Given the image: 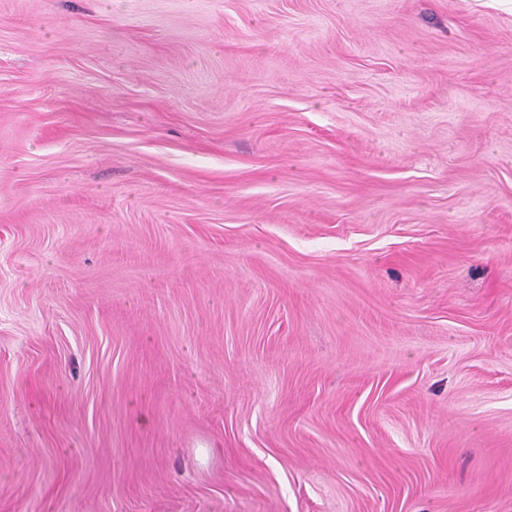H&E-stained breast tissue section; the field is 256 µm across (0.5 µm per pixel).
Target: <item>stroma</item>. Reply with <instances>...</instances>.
<instances>
[{
  "label": "stroma",
  "instance_id": "1",
  "mask_svg": "<svg viewBox=\"0 0 512 512\" xmlns=\"http://www.w3.org/2000/svg\"><path fill=\"white\" fill-rule=\"evenodd\" d=\"M0 512H512V0H0Z\"/></svg>",
  "mask_w": 512,
  "mask_h": 512
}]
</instances>
